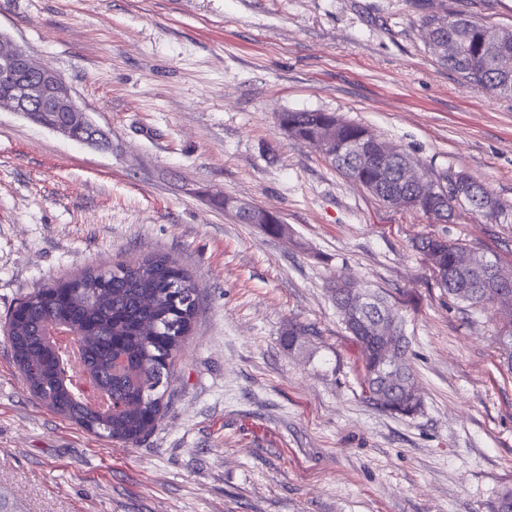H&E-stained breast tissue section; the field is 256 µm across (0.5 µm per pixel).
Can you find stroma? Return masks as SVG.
Wrapping results in <instances>:
<instances>
[{
	"mask_svg": "<svg viewBox=\"0 0 512 512\" xmlns=\"http://www.w3.org/2000/svg\"><path fill=\"white\" fill-rule=\"evenodd\" d=\"M512 29V0H0V33L56 71L100 146L0 105V504L8 512H496L512 489V313L468 308L413 246L512 263V218L385 205L284 111L333 112L429 175L512 206V97L464 85L419 24ZM267 209L287 235L212 207ZM159 254L200 292L158 427L125 446L34 397L6 317L41 285ZM405 321L423 408L367 404L337 276ZM302 332L289 344V328Z\"/></svg>",
	"mask_w": 512,
	"mask_h": 512,
	"instance_id": "obj_1",
	"label": "stroma"
}]
</instances>
